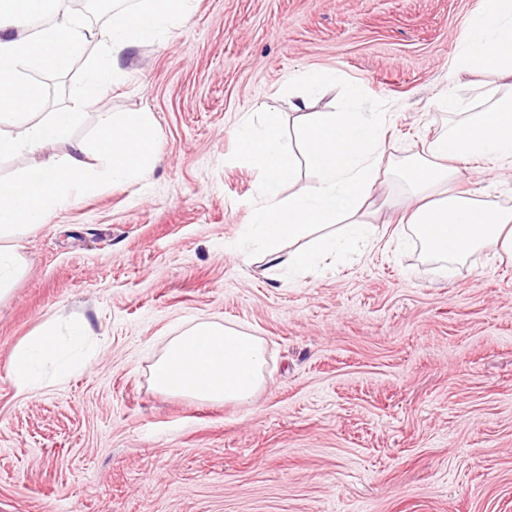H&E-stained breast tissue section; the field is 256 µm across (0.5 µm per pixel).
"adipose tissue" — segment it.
Returning <instances> with one entry per match:
<instances>
[{"label":"adipose tissue","mask_w":512,"mask_h":512,"mask_svg":"<svg viewBox=\"0 0 512 512\" xmlns=\"http://www.w3.org/2000/svg\"><path fill=\"white\" fill-rule=\"evenodd\" d=\"M63 2L0 0V156L34 153L64 139L80 111L104 94L106 71H120L128 50L186 21L191 10V0H146L145 7L116 11L109 25L89 29L70 26L60 14ZM45 12L57 16L51 27L20 34L31 17ZM90 41L103 55L84 90L65 108L43 112V87L25 78V71L65 69ZM455 63L482 80L463 84L443 98L448 129L429 142L425 157L407 167L413 191L400 215L401 223L439 260L444 280L454 274L451 259L486 244L512 256V211L489 210L454 191L461 174L458 160L481 158L512 169V0H491L488 12L465 30ZM308 101L301 96L295 109L300 144L316 181L302 193L282 194L296 178L297 162L283 142L284 120L276 107L259 104L236 129L248 165L263 176L255 222L242 234L238 252L259 255L270 269L295 274L323 258L354 253L375 239L377 227L358 214L371 199L376 181L393 167L385 113L312 112ZM336 224L343 227L337 236L329 232ZM308 236L313 246L299 248V241ZM86 334L85 325L73 326L65 348L56 328L46 324L14 345L10 372L19 390L42 386L50 370L58 379L68 378L75 367L70 350ZM266 365L262 338L205 321L170 339L151 367V382L162 394L241 405L261 389Z\"/></svg>","instance_id":"ef3b65f1"}]
</instances>
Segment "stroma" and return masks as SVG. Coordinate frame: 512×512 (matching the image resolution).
I'll return each instance as SVG.
<instances>
[{
	"mask_svg": "<svg viewBox=\"0 0 512 512\" xmlns=\"http://www.w3.org/2000/svg\"><path fill=\"white\" fill-rule=\"evenodd\" d=\"M488 0H194L188 22L131 50L66 139L0 156V175L65 158L103 112H149L159 160L59 210L20 242L0 300V512H512V258L480 249L451 280L396 222L400 169L448 127L442 96ZM100 57L86 43L44 74L47 111ZM336 73L313 112L390 114L361 255L302 279L234 253L260 199L234 129L257 104L291 114L292 77ZM459 191L512 209V170L469 161ZM216 321L261 337L246 405L164 395L150 368L171 337ZM84 324V369L20 392L12 346Z\"/></svg>",
	"mask_w": 512,
	"mask_h": 512,
	"instance_id": "obj_1",
	"label": "stroma"
}]
</instances>
